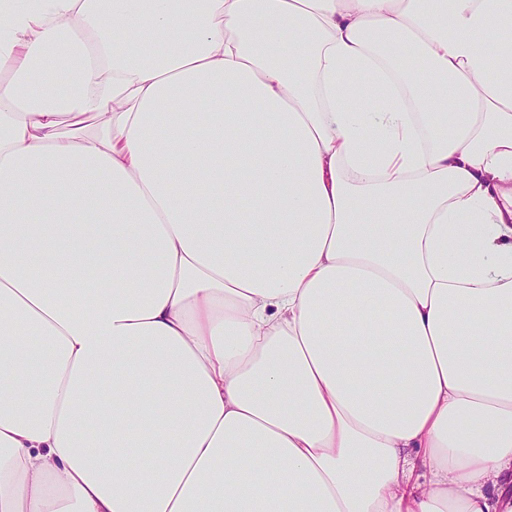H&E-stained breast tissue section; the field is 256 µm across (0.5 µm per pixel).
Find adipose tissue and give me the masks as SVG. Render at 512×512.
Listing matches in <instances>:
<instances>
[{"label":"adipose tissue","instance_id":"adipose-tissue-1","mask_svg":"<svg viewBox=\"0 0 512 512\" xmlns=\"http://www.w3.org/2000/svg\"><path fill=\"white\" fill-rule=\"evenodd\" d=\"M0 512H512V0H0Z\"/></svg>","mask_w":512,"mask_h":512}]
</instances>
